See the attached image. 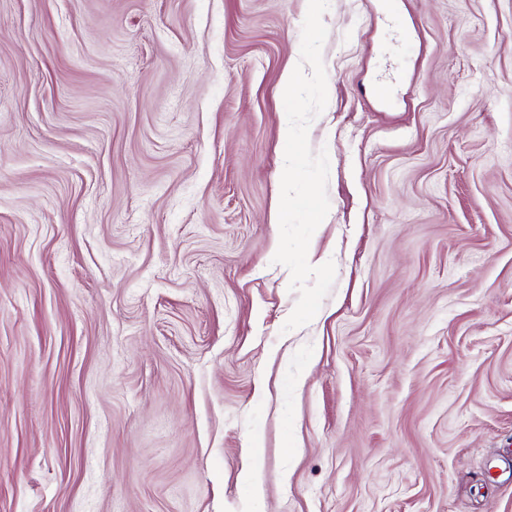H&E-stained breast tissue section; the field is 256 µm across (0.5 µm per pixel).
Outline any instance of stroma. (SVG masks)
Listing matches in <instances>:
<instances>
[{"label":"stroma","mask_w":512,"mask_h":512,"mask_svg":"<svg viewBox=\"0 0 512 512\" xmlns=\"http://www.w3.org/2000/svg\"><path fill=\"white\" fill-rule=\"evenodd\" d=\"M307 7L0 0V512H512V0H330L287 332Z\"/></svg>","instance_id":"obj_1"}]
</instances>
